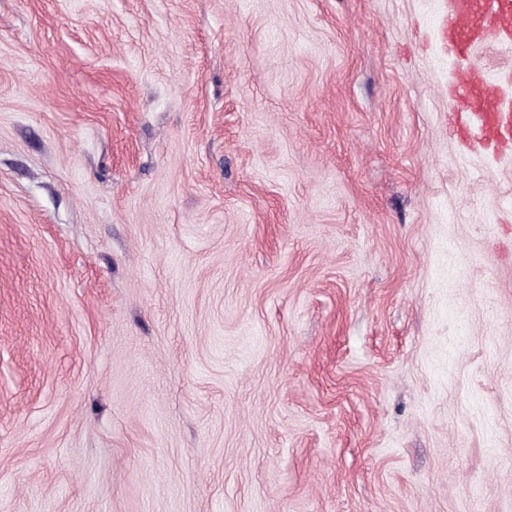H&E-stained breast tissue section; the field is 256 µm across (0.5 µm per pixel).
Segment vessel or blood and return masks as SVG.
<instances>
[{"mask_svg": "<svg viewBox=\"0 0 512 512\" xmlns=\"http://www.w3.org/2000/svg\"><path fill=\"white\" fill-rule=\"evenodd\" d=\"M443 42L457 57L468 56L481 44L512 40V0H448L441 25ZM512 78L490 79L464 74L449 86V109L456 119L470 121L478 140L512 147Z\"/></svg>", "mask_w": 512, "mask_h": 512, "instance_id": "b4317fda", "label": "vessel or blood"}]
</instances>
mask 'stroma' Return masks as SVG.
Returning <instances> with one entry per match:
<instances>
[{
  "instance_id": "stroma-1",
  "label": "stroma",
  "mask_w": 512,
  "mask_h": 512,
  "mask_svg": "<svg viewBox=\"0 0 512 512\" xmlns=\"http://www.w3.org/2000/svg\"><path fill=\"white\" fill-rule=\"evenodd\" d=\"M447 4L0 0V512H512Z\"/></svg>"
}]
</instances>
